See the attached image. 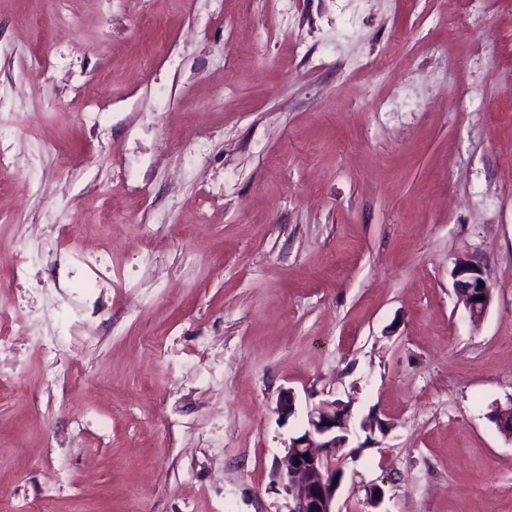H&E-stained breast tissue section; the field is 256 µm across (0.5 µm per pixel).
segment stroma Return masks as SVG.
<instances>
[{"mask_svg": "<svg viewBox=\"0 0 512 512\" xmlns=\"http://www.w3.org/2000/svg\"><path fill=\"white\" fill-rule=\"evenodd\" d=\"M0 153L20 512H284L325 398L341 512H512V0H0ZM453 277L457 293L466 300L470 317L473 321L481 320L491 302V291L488 288L485 270L472 259H461L455 265ZM479 282L484 283V288H479ZM478 295H483L484 299L475 300Z\"/></svg>", "mask_w": 512, "mask_h": 512, "instance_id": "obj_1", "label": "stroma"}]
</instances>
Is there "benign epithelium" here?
Masks as SVG:
<instances>
[{"instance_id": "7a95c632", "label": "benign epithelium", "mask_w": 512, "mask_h": 512, "mask_svg": "<svg viewBox=\"0 0 512 512\" xmlns=\"http://www.w3.org/2000/svg\"><path fill=\"white\" fill-rule=\"evenodd\" d=\"M457 293L466 300L467 310L474 321L481 320L490 305V288L479 287L487 282L486 272L471 259L459 260L453 270ZM484 299L479 300L477 296ZM276 412L287 422L296 412L295 394L286 389L280 392ZM493 421L499 430L512 440V406L494 409ZM350 408L340 399H322L307 413L303 432L291 438L281 462L279 479L288 497V512H338L336 498L342 479L336 472V451L349 447ZM309 458H304V455Z\"/></svg>"}]
</instances>
